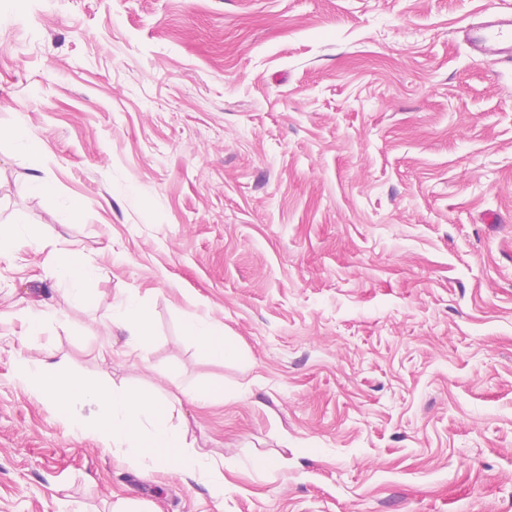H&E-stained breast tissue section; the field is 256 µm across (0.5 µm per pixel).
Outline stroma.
<instances>
[{"mask_svg":"<svg viewBox=\"0 0 512 512\" xmlns=\"http://www.w3.org/2000/svg\"><path fill=\"white\" fill-rule=\"evenodd\" d=\"M490 1L0 0V512H512V64L456 36ZM47 353L199 391L223 498L32 397ZM45 266L49 276L68 283L69 288L66 289V294L69 298L78 299L81 297L84 291L82 279L72 275L67 268L57 265L52 253H49L46 257ZM112 325L124 333L126 345L131 348H138L148 336V318L134 298L112 305ZM193 337L199 352L206 356L233 358L237 348L224 336L223 326L204 317H195L191 321Z\"/></svg>","mask_w":512,"mask_h":512,"instance_id":"obj_1","label":"stroma"}]
</instances>
